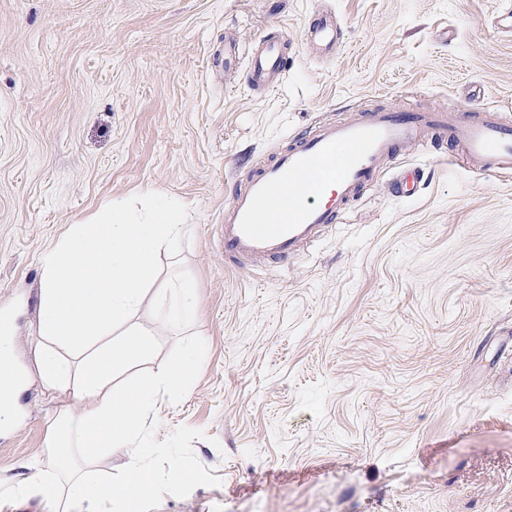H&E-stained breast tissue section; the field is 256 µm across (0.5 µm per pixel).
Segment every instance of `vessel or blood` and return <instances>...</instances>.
Returning a JSON list of instances; mask_svg holds the SVG:
<instances>
[{
    "label": "vessel or blood",
    "mask_w": 512,
    "mask_h": 512,
    "mask_svg": "<svg viewBox=\"0 0 512 512\" xmlns=\"http://www.w3.org/2000/svg\"><path fill=\"white\" fill-rule=\"evenodd\" d=\"M303 37L318 53H333L338 43L334 17L318 12ZM286 62L282 42H262L249 60L251 85L272 86ZM434 140L461 151L471 171L512 167V124L496 112L359 110L292 137L249 170L224 211L225 260L288 262L318 241L401 149Z\"/></svg>",
    "instance_id": "vessel-or-blood-1"
}]
</instances>
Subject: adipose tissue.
Here are the masks:
<instances>
[{
  "label": "adipose tissue",
  "mask_w": 512,
  "mask_h": 512,
  "mask_svg": "<svg viewBox=\"0 0 512 512\" xmlns=\"http://www.w3.org/2000/svg\"><path fill=\"white\" fill-rule=\"evenodd\" d=\"M183 230L176 206L163 196L141 210L112 201L40 256V374L48 390L70 392L83 407L77 416L61 413L50 432L48 446L65 461L68 474L51 493L53 512L83 502L91 512H130L147 490L181 479L176 468L161 480L137 465L119 481L96 486L91 467L95 454L134 442L158 394L177 387L203 362L204 346L197 342L148 384L120 391L114 383L118 373L154 354V332L139 318L146 295L169 304V328L176 335L195 305L193 289L161 278L158 269L161 252ZM18 372L1 339V428L14 424Z\"/></svg>",
  "instance_id": "adipose-tissue-1"
}]
</instances>
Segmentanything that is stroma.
<instances>
[{"label":"stroma","instance_id":"stroma-1","mask_svg":"<svg viewBox=\"0 0 512 512\" xmlns=\"http://www.w3.org/2000/svg\"><path fill=\"white\" fill-rule=\"evenodd\" d=\"M512 0H0V312L23 367L20 421L0 430V508L47 512V446L69 393L36 367L40 255L74 222L143 192L176 198L160 258L194 288L182 335L146 298L162 372L195 341L202 366L143 420L151 447L101 453L182 480L134 512H512V170L400 151L288 264L224 260V210L252 166L359 109L494 110L512 123ZM336 18L335 55L301 42ZM281 37L288 66L251 86ZM235 43L237 62L224 58ZM422 174L413 197L393 182ZM44 488L26 489L33 469ZM287 58L282 42H262L249 60L248 78L251 85L264 89L275 84L285 68Z\"/></svg>","mask_w":512,"mask_h":512}]
</instances>
